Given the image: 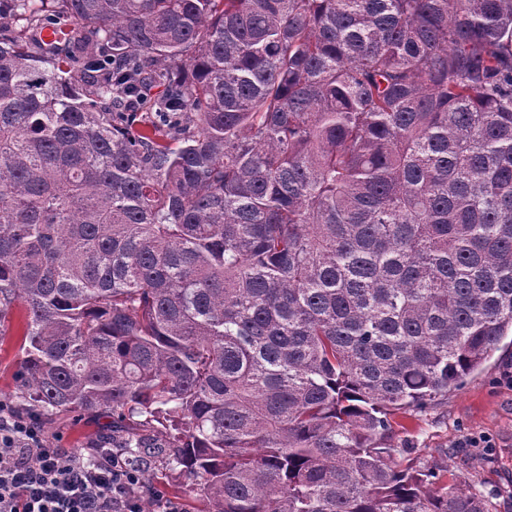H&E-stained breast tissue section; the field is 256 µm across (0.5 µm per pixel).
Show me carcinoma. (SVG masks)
Listing matches in <instances>:
<instances>
[{"instance_id":"cac0c4a2","label":"carcinoma","mask_w":512,"mask_h":512,"mask_svg":"<svg viewBox=\"0 0 512 512\" xmlns=\"http://www.w3.org/2000/svg\"><path fill=\"white\" fill-rule=\"evenodd\" d=\"M17 305L18 405L193 512H491L387 415L512 333V0H0Z\"/></svg>"}]
</instances>
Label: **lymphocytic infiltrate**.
Instances as JSON below:
<instances>
[{
    "label": "lymphocytic infiltrate",
    "mask_w": 512,
    "mask_h": 512,
    "mask_svg": "<svg viewBox=\"0 0 512 512\" xmlns=\"http://www.w3.org/2000/svg\"><path fill=\"white\" fill-rule=\"evenodd\" d=\"M138 491L118 457L68 454L35 421L0 407V512H136Z\"/></svg>",
    "instance_id": "lymphocytic-infiltrate-1"
}]
</instances>
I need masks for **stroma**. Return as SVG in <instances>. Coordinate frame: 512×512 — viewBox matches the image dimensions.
I'll return each mask as SVG.
<instances>
[{"instance_id":"35a3bbf8","label":"stroma","mask_w":512,"mask_h":512,"mask_svg":"<svg viewBox=\"0 0 512 512\" xmlns=\"http://www.w3.org/2000/svg\"><path fill=\"white\" fill-rule=\"evenodd\" d=\"M25 319L15 312L0 336V401L16 388L14 373ZM391 443L403 463L428 474L430 488L456 479L463 489L489 496L494 512H512V346L505 344L465 385L421 409L392 412ZM102 418L60 419L48 434L57 448L95 446Z\"/></svg>"}]
</instances>
